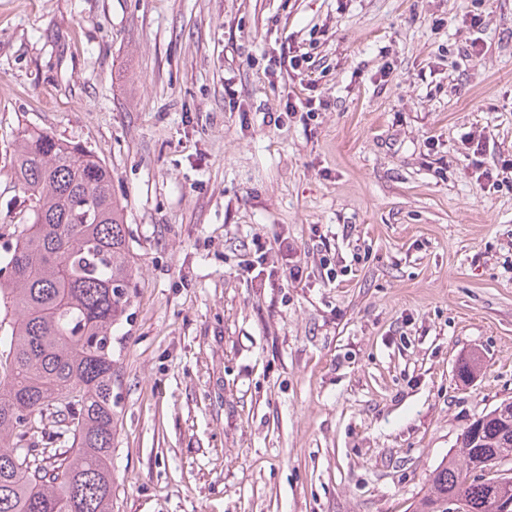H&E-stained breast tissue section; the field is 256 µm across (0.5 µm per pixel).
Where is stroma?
<instances>
[{
    "instance_id": "35a3bbf8",
    "label": "stroma",
    "mask_w": 512,
    "mask_h": 512,
    "mask_svg": "<svg viewBox=\"0 0 512 512\" xmlns=\"http://www.w3.org/2000/svg\"><path fill=\"white\" fill-rule=\"evenodd\" d=\"M471 8L0 0V246L29 217L25 128L104 159L131 230L112 512H409L512 401V189L462 145L512 159V0ZM291 49L309 67L268 78ZM305 76L318 116L274 125ZM319 234L336 281L239 271L253 237ZM501 172V173H500ZM508 173L510 174V177H508ZM506 174V176H504ZM502 176V178H500ZM476 181L479 182V187L484 190V192H489L491 190V187L497 186L500 188L503 185H509L512 186V160L510 163V160L508 163H505L501 166L500 171L494 175L492 172H482L476 177ZM485 181H487L485 183ZM492 181L491 183H489Z\"/></svg>"
}]
</instances>
